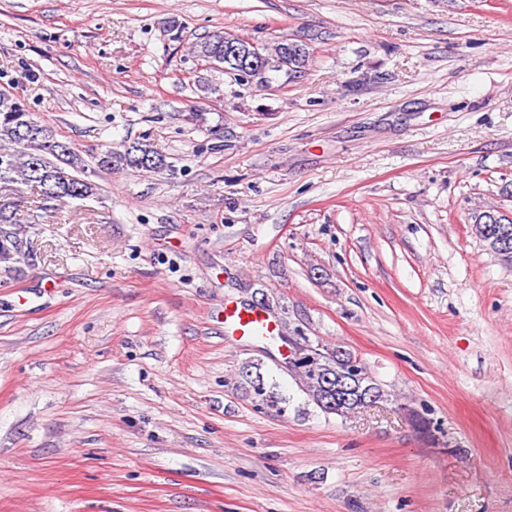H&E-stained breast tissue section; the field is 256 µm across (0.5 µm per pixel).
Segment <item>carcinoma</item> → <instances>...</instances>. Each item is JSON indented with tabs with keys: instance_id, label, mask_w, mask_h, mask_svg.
I'll return each instance as SVG.
<instances>
[{
	"instance_id": "1",
	"label": "carcinoma",
	"mask_w": 512,
	"mask_h": 512,
	"mask_svg": "<svg viewBox=\"0 0 512 512\" xmlns=\"http://www.w3.org/2000/svg\"><path fill=\"white\" fill-rule=\"evenodd\" d=\"M232 38L223 30L213 31L194 44V53L201 60L223 66L224 72L232 75L239 58L247 56L242 45L238 46V56L227 53ZM312 57L307 42L281 37L265 44L262 62L253 78L261 84L267 73L283 71L295 79L307 69ZM95 165L101 171L130 168L160 172L168 168L164 156L146 136L127 142L121 151L110 149L100 153ZM16 183L35 190L39 205L23 209V197L10 191V186ZM97 194L98 186L85 175L81 157L58 140L52 128L30 112L19 97L1 91L0 263L12 271L15 263L32 261L24 250L25 225L43 223V215L56 211L69 199L84 200ZM503 222L512 229V219L484 212L475 217L471 230L503 261L512 263V242L504 245L489 232L490 225ZM261 369L260 361L244 366L239 386L258 406L284 411L288 398L275 390ZM293 373L308 402L326 414L347 417L388 397L362 360L340 347L321 346L320 352L299 359Z\"/></svg>"
}]
</instances>
